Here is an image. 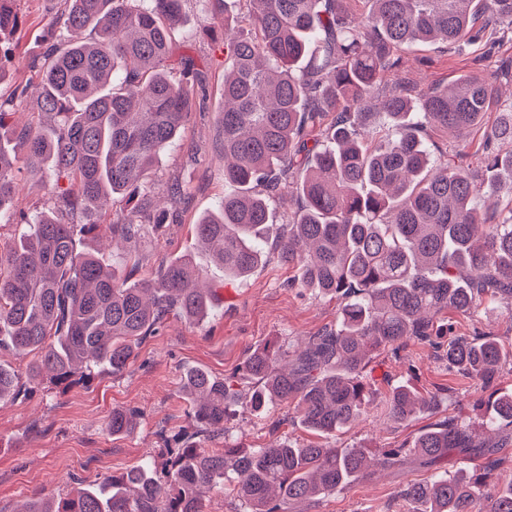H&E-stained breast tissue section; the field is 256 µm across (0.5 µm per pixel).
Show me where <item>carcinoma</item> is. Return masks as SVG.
<instances>
[{"label": "carcinoma", "instance_id": "1", "mask_svg": "<svg viewBox=\"0 0 512 512\" xmlns=\"http://www.w3.org/2000/svg\"><path fill=\"white\" fill-rule=\"evenodd\" d=\"M18 0H0V33L19 25ZM183 0H65L47 22L41 74L0 100V140L12 112L34 103L57 117L49 127L10 129L24 154L0 146V222L30 224L25 237L0 247V349L33 354L27 373L56 387L87 380L105 367L117 375L135 349L175 313L191 321L210 311L211 289L188 258L129 283L78 247L94 224H65L12 210L15 171L66 179L57 191L71 218L126 194L130 210L112 218V236L134 243L145 224L166 213L148 200L155 162L179 140L194 85L172 73L192 61L175 54L169 30ZM248 29L224 17V201L194 224L224 275L245 277L264 262L270 205L283 192L297 209L278 235L280 260L297 267L307 288L340 302L336 327L308 337L280 366L275 344L254 350L244 372L259 386L248 393L206 371L184 374L182 393L194 431L166 439L161 471L139 465L66 497L38 494L22 512H205L222 491L243 512H285L368 474L362 448H304L282 442L249 451L205 443L226 434L238 407L260 412L295 401L308 429L341 432L366 412L364 371L371 354L396 352L410 339L448 337V372L489 391V429L512 426V393L499 387L512 359L491 336L452 335L447 314L473 313L488 298L512 302V105L487 132L481 155L463 137L479 129L497 100L498 73L469 74L437 87L398 77V50L442 43L459 52L512 33V0H367L353 17L342 0H247ZM90 40L60 48L61 31ZM393 74L389 87L384 77ZM451 132L443 149L431 131ZM487 199L486 211L473 205ZM21 374L0 366V401L22 392ZM436 396L393 386L390 416L407 421L434 409ZM134 408L112 410L107 430L134 432ZM383 464L415 456L437 467L430 479L400 491L407 512H512V480L496 472L498 455L478 429L455 420L389 448ZM480 460L472 474L451 475L442 463Z\"/></svg>", "mask_w": 512, "mask_h": 512}]
</instances>
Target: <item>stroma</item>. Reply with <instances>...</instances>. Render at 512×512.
<instances>
[{
    "label": "stroma",
    "instance_id": "35a3bbf8",
    "mask_svg": "<svg viewBox=\"0 0 512 512\" xmlns=\"http://www.w3.org/2000/svg\"><path fill=\"white\" fill-rule=\"evenodd\" d=\"M63 7V0H19L20 26L0 39V96L37 83L31 67L46 45V22ZM199 0H185L172 33L176 54L190 57L198 85L190 114L177 146L156 162L151 179L179 183L181 196L154 195L167 221L148 226L137 243L140 263L136 278L152 276L165 261L191 256L212 282L208 318L190 322L169 316L158 332L137 348L136 358L120 376L104 371L90 382L65 389L27 381L25 394L0 402V512H20L34 494L66 495L79 484H94L154 461L163 467L166 435L191 429L187 404L180 392L184 372L201 368L213 378H235L239 388H251L243 367L248 354L268 343L293 350L307 336L335 325L340 306L335 298L297 285L294 268L281 262L274 240H267L269 259L247 278L229 280L200 247L193 226L200 215L218 209L224 198V148L220 112L224 107V18L216 16L209 33L199 27ZM402 74L421 85H443L459 75L493 72L512 59V45L489 48L474 44L469 55H458L441 44L402 48ZM15 210L34 217L56 210L57 202L44 178L20 174ZM126 197L107 198L93 212L97 229L82 236V248L104 263L125 255L127 243L112 239L113 214L127 210ZM453 332H481L512 350V310L497 300L482 303L478 312L452 316ZM404 382L421 394H437L431 413L407 421L392 419L385 401L391 384ZM369 409L350 429L320 436L299 421L295 403H274L262 414L237 412L225 427L231 444L266 448L290 441L300 446L325 443L339 448H363L372 458L382 451L411 444L429 425L448 419L480 425L489 416L487 395L475 381L449 373L436 348L409 341L398 353L374 356L365 389ZM141 412L137 430L115 437L106 429L114 409ZM431 468L414 460L400 468L373 466L370 475L348 487L306 503H292L288 512H404L399 492L407 484L428 480Z\"/></svg>",
    "mask_w": 512,
    "mask_h": 512
}]
</instances>
